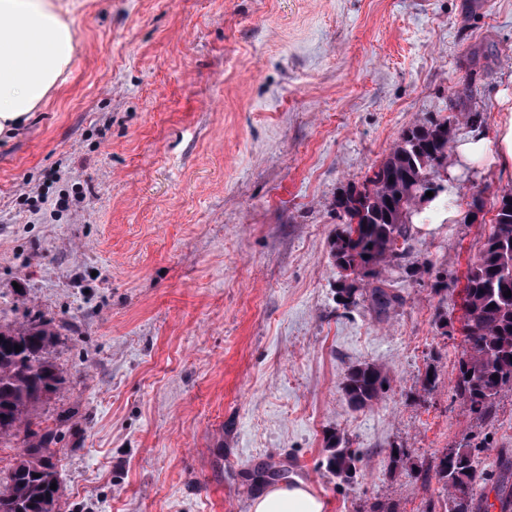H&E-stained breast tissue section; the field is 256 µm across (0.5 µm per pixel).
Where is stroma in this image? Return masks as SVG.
<instances>
[{
	"label": "stroma",
	"mask_w": 512,
	"mask_h": 512,
	"mask_svg": "<svg viewBox=\"0 0 512 512\" xmlns=\"http://www.w3.org/2000/svg\"><path fill=\"white\" fill-rule=\"evenodd\" d=\"M70 20L66 81L0 140V324L60 334L38 416L64 512H249L297 478L329 512H444L439 460L472 434L502 473L512 389L480 420L454 386L465 274L512 172L465 168L456 223L417 204L385 315L338 304L331 240L337 195L402 130L494 127L512 0H75ZM360 363L390 385L355 410ZM334 435L360 457L348 483ZM328 448V466L331 471L342 481H351L356 472V453L347 448L343 439L338 436L331 437Z\"/></svg>",
	"instance_id": "35a3bbf8"
}]
</instances>
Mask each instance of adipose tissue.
Returning <instances> with one entry per match:
<instances>
[{
    "instance_id": "ef3b65f1",
    "label": "adipose tissue",
    "mask_w": 512,
    "mask_h": 512,
    "mask_svg": "<svg viewBox=\"0 0 512 512\" xmlns=\"http://www.w3.org/2000/svg\"><path fill=\"white\" fill-rule=\"evenodd\" d=\"M65 0H0V138L13 135L47 95L64 83L75 49ZM501 117L493 129L472 127L451 148L446 195L432 196L441 206L458 192L460 169L485 160L512 169V94L498 97ZM250 512H328L326 502L298 480L257 494Z\"/></svg>"
}]
</instances>
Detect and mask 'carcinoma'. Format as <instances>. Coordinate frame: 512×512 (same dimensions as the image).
Instances as JSON below:
<instances>
[{"label": "carcinoma", "instance_id": "1", "mask_svg": "<svg viewBox=\"0 0 512 512\" xmlns=\"http://www.w3.org/2000/svg\"><path fill=\"white\" fill-rule=\"evenodd\" d=\"M453 121L423 119L403 130L389 156L367 176L362 187H350L336 199L342 227L332 240V256L341 270L338 292L348 289L357 305L364 296L356 281L370 288L373 309L384 314L399 303L388 290L383 274L394 261L405 258L416 201L426 192L439 193V168L448 165ZM493 232L466 275L463 288L465 349L458 361L455 391L471 413L481 419L493 416L504 387H512V191L500 196ZM59 333L50 323L32 320L18 326L0 325V444L25 431L30 441L15 463L0 469V512H61V473L51 445L50 429L35 430L39 406L66 382L63 371L50 357ZM21 351H16L15 346ZM388 374L381 366L353 367L343 391L356 409L373 406L386 393ZM328 466L336 477L349 482L356 472V453L343 439L328 441ZM478 444L466 442L450 448L440 460L438 475L446 492L445 512H481L473 502L476 489L495 484L500 512H512V486L478 468ZM56 489H51V484Z\"/></svg>", "mask_w": 512, "mask_h": 512}]
</instances>
